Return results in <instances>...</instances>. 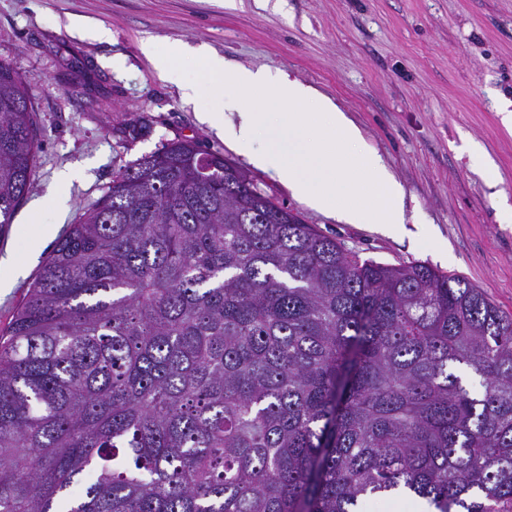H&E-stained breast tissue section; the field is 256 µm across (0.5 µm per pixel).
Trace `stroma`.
<instances>
[{"label": "stroma", "instance_id": "stroma-1", "mask_svg": "<svg viewBox=\"0 0 512 512\" xmlns=\"http://www.w3.org/2000/svg\"><path fill=\"white\" fill-rule=\"evenodd\" d=\"M89 20L111 39L73 36ZM176 51L204 44L232 67L263 68L331 97L360 127L403 194L405 224H347L292 196L270 171L199 120L222 111L184 74L160 76L145 39ZM0 60L18 70L38 110L42 142L33 185L0 232V331L7 328L55 240L107 190L116 172L174 139L237 163L260 189L363 259L419 260L467 277L512 314V131L497 106L512 101V0H286L281 11L245 0H0ZM478 143L492 167L461 146ZM45 199L33 209L34 199ZM53 236L29 261L31 239Z\"/></svg>", "mask_w": 512, "mask_h": 512}]
</instances>
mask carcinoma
<instances>
[{
	"instance_id": "cac0c4a2",
	"label": "carcinoma",
	"mask_w": 512,
	"mask_h": 512,
	"mask_svg": "<svg viewBox=\"0 0 512 512\" xmlns=\"http://www.w3.org/2000/svg\"><path fill=\"white\" fill-rule=\"evenodd\" d=\"M40 152L1 60L0 227ZM393 496L512 512V315L425 262L360 259L191 140L121 169L0 335V512Z\"/></svg>"
}]
</instances>
